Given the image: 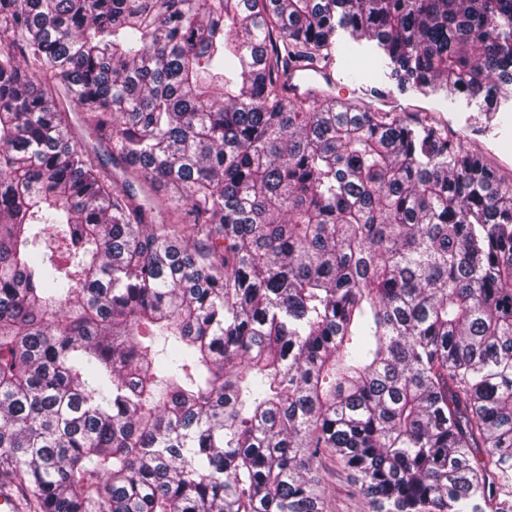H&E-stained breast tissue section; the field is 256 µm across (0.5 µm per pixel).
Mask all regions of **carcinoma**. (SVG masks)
<instances>
[{"label":"carcinoma","mask_w":512,"mask_h":512,"mask_svg":"<svg viewBox=\"0 0 512 512\" xmlns=\"http://www.w3.org/2000/svg\"><path fill=\"white\" fill-rule=\"evenodd\" d=\"M376 43L512 93V0H0V482L31 512H512V186L425 114L288 94ZM68 91L112 163L69 132ZM164 348L155 349V339ZM314 466L324 491V512H374L371 499L335 457L320 456Z\"/></svg>","instance_id":"carcinoma-1"}]
</instances>
